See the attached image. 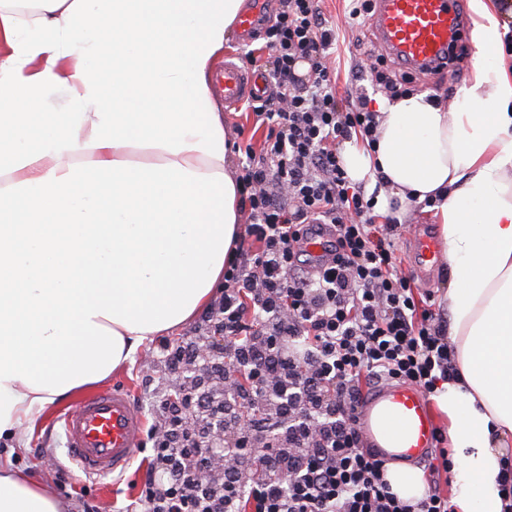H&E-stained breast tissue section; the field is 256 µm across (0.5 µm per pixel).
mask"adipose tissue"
Masks as SVG:
<instances>
[{"instance_id":"obj_1","label":"adipose tissue","mask_w":512,"mask_h":512,"mask_svg":"<svg viewBox=\"0 0 512 512\" xmlns=\"http://www.w3.org/2000/svg\"><path fill=\"white\" fill-rule=\"evenodd\" d=\"M244 0H0V437L190 321L241 235L213 67ZM483 56L451 105L382 100L379 142L349 178L436 205L448 339L452 512H503L512 439V77L499 22L473 0ZM0 512H62L0 463Z\"/></svg>"}]
</instances>
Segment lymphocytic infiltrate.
<instances>
[{"instance_id": "obj_1", "label": "lymphocytic infiltrate", "mask_w": 512, "mask_h": 512, "mask_svg": "<svg viewBox=\"0 0 512 512\" xmlns=\"http://www.w3.org/2000/svg\"><path fill=\"white\" fill-rule=\"evenodd\" d=\"M264 35L273 93L253 107L267 133L261 154L244 150L248 215L211 309L219 340L159 344L172 373L199 362L204 382L164 400L147 433L143 512H242L247 499L253 512H450L435 484L413 504L392 493L357 424L375 386L429 395L459 378L447 317L420 309L399 268L397 218L375 214L344 168L352 135L376 148V114L367 97H337L336 29L317 0H279ZM318 221L334 226L337 257L313 275L299 244ZM255 463L263 480L248 475Z\"/></svg>"}]
</instances>
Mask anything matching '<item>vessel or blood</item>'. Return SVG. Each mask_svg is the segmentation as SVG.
<instances>
[{
  "instance_id": "vessel-or-blood-1",
  "label": "vessel or blood",
  "mask_w": 512,
  "mask_h": 512,
  "mask_svg": "<svg viewBox=\"0 0 512 512\" xmlns=\"http://www.w3.org/2000/svg\"><path fill=\"white\" fill-rule=\"evenodd\" d=\"M463 0H375L370 23L382 54L403 71L416 74L447 72L472 58L475 47ZM270 14L267 0H253L238 20L239 43L249 42ZM216 82L230 106L264 96L267 84L247 67L226 63ZM335 236L320 225L301 247L311 257V273H319L333 257ZM442 243L427 225H419L410 254L411 269L428 279L439 265ZM403 418L407 426L388 437L383 423ZM60 421L70 458L86 475L98 480L126 471L141 443L145 420L128 389L112 388L83 399L78 408L62 413ZM366 441L390 460L415 461L430 447L434 420L427 399L414 386L386 385L372 390L358 416Z\"/></svg>"
}]
</instances>
